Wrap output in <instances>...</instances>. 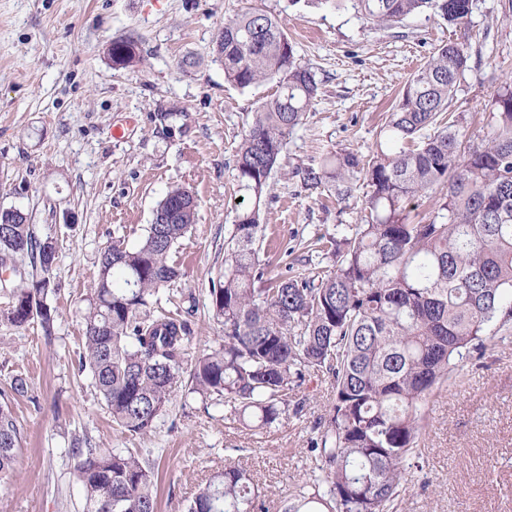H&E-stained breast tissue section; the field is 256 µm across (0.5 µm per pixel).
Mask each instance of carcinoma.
<instances>
[{
    "mask_svg": "<svg viewBox=\"0 0 512 512\" xmlns=\"http://www.w3.org/2000/svg\"><path fill=\"white\" fill-rule=\"evenodd\" d=\"M367 20L392 26L429 11L468 31L473 0H350ZM224 79L240 89L263 82L275 93L260 103L237 151L236 183L249 204L236 211L224 247L223 280L210 289V311L224 344L198 358L191 390L224 398L242 424L264 429L288 412V392L307 374L328 375L335 398L316 442L315 473L284 512H398L406 467L419 457L420 414L466 352L484 346L488 326L512 323V87L491 100L494 124L477 147L463 146L449 112L468 69L466 40L440 45L404 85L367 159L330 153L304 170V182L349 193L346 172L364 173L360 223L335 241L336 268L315 277L273 279L259 259L260 202L288 136L317 91L277 20L248 9L216 39ZM122 68L141 63L131 39L112 43ZM439 194L433 216L413 222L405 204ZM191 190L170 188L139 245L100 253L98 281L83 315L80 365L89 370L112 420L147 435L167 412L192 340L179 316L151 315V299L182 276L173 249L195 220ZM28 259L42 277L23 266ZM53 239L36 237L21 211L0 232V285L10 289L3 318L16 327L39 319L54 332L49 273ZM22 435L0 403V479L16 464ZM77 478L86 512H156L155 466L130 451L82 449ZM261 491L242 469L224 468L187 512H255Z\"/></svg>",
    "mask_w": 512,
    "mask_h": 512,
    "instance_id": "cac0c4a2",
    "label": "carcinoma"
}]
</instances>
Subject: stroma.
Instances as JSON below:
<instances>
[{
	"mask_svg": "<svg viewBox=\"0 0 512 512\" xmlns=\"http://www.w3.org/2000/svg\"><path fill=\"white\" fill-rule=\"evenodd\" d=\"M250 8L279 21L318 84L269 181L260 251L271 274L311 276L334 265L314 241L341 238L356 223L367 186L353 172L350 193L339 197L305 185L302 170L326 152L370 154L402 87L455 28L428 13L388 27L351 5L308 0H0V210H20L38 238H53L57 312L49 338L38 322L18 328L0 317V398L22 433L16 469L0 479V512H84L76 436L152 459L157 512H186L199 487L230 465L265 489L263 512H282L316 465L310 447L334 399L325 377L307 376L291 391L300 414L256 432L225 420L223 398L182 386L141 436L113 423L78 364L100 252L138 245L173 185L189 188L198 208L172 252L183 275L160 289L151 312L194 308L186 360L218 344L223 327L209 314V289L235 220L237 149L273 87L225 82L212 47L225 20ZM126 38L142 62L118 69L110 49ZM468 54L451 110L476 146L491 127L493 95L512 78V0H474ZM185 58L192 67L179 68ZM163 112L177 113L172 129ZM117 126L124 139L113 138ZM16 376L28 381L27 396H11ZM419 448L402 512H512V330L470 350L434 390Z\"/></svg>",
	"mask_w": 512,
	"mask_h": 512,
	"instance_id": "1",
	"label": "stroma"
}]
</instances>
